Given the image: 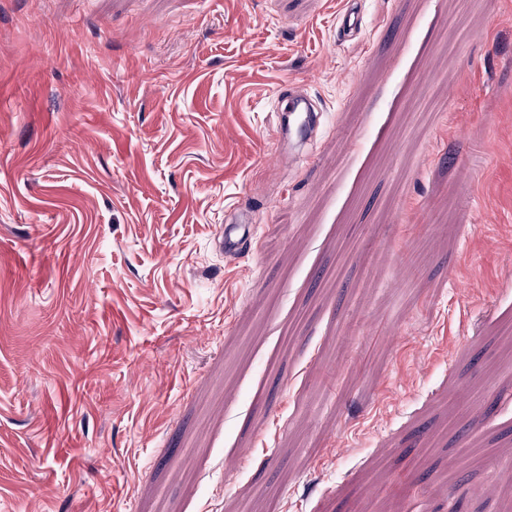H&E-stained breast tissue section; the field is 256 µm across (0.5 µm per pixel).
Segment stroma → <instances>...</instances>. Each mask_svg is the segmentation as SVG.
Returning <instances> with one entry per match:
<instances>
[{"mask_svg":"<svg viewBox=\"0 0 512 512\" xmlns=\"http://www.w3.org/2000/svg\"><path fill=\"white\" fill-rule=\"evenodd\" d=\"M349 1L0 0V512L512 505V0ZM288 112H290L288 117V131L280 127L277 131L279 135L278 141L280 142L287 134L290 139L294 137L304 139L313 124V116L311 113H308L313 112L309 101L303 96L293 97L289 102ZM291 115H293L292 121H290Z\"/></svg>","mask_w":512,"mask_h":512,"instance_id":"obj_1","label":"stroma"}]
</instances>
